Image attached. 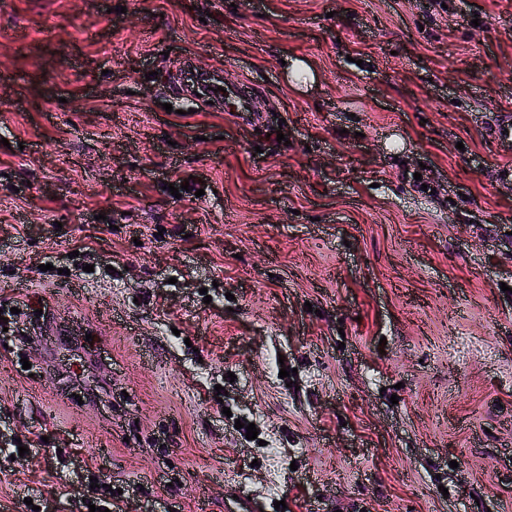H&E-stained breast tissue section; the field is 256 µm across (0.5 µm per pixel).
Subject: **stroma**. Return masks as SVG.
I'll list each match as a JSON object with an SVG mask.
<instances>
[{
	"instance_id": "stroma-1",
	"label": "stroma",
	"mask_w": 512,
	"mask_h": 512,
	"mask_svg": "<svg viewBox=\"0 0 512 512\" xmlns=\"http://www.w3.org/2000/svg\"><path fill=\"white\" fill-rule=\"evenodd\" d=\"M511 116L512 0H0V512H512Z\"/></svg>"
}]
</instances>
